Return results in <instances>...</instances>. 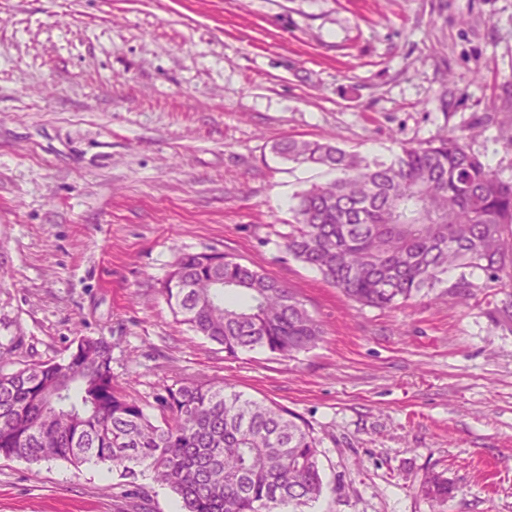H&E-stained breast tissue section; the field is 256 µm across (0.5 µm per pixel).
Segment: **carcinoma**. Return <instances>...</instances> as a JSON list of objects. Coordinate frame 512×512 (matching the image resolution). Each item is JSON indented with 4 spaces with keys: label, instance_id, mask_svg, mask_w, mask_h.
Masks as SVG:
<instances>
[{
    "label": "carcinoma",
    "instance_id": "cac0c4a2",
    "mask_svg": "<svg viewBox=\"0 0 512 512\" xmlns=\"http://www.w3.org/2000/svg\"><path fill=\"white\" fill-rule=\"evenodd\" d=\"M472 133L403 143L388 158L330 140L273 145L335 178L297 193L284 247L362 306L392 308L445 284L464 304L512 285V179L476 154ZM162 292L179 322L238 357L295 358L322 339L320 322L277 279L217 252L186 253ZM113 345L79 336L54 360L0 372V457L75 468L108 464L133 484L152 474L180 512H304L323 496L321 441L299 415L222 383L186 381L156 397L151 416L118 389ZM438 505L457 489L422 485Z\"/></svg>",
    "mask_w": 512,
    "mask_h": 512
}]
</instances>
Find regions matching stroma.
<instances>
[{
	"label": "stroma",
	"instance_id": "35a3bbf8",
	"mask_svg": "<svg viewBox=\"0 0 512 512\" xmlns=\"http://www.w3.org/2000/svg\"><path fill=\"white\" fill-rule=\"evenodd\" d=\"M490 112L471 147L510 179L512 0H0V368L102 335L144 407L224 382L308 422L329 484L308 512H512L511 295L347 302L283 247L330 175L272 150L387 156ZM206 249L297 291L323 341L229 359L179 324L162 283ZM436 473L461 490L439 509ZM176 507L103 464L0 458V512Z\"/></svg>",
	"mask_w": 512,
	"mask_h": 512
}]
</instances>
